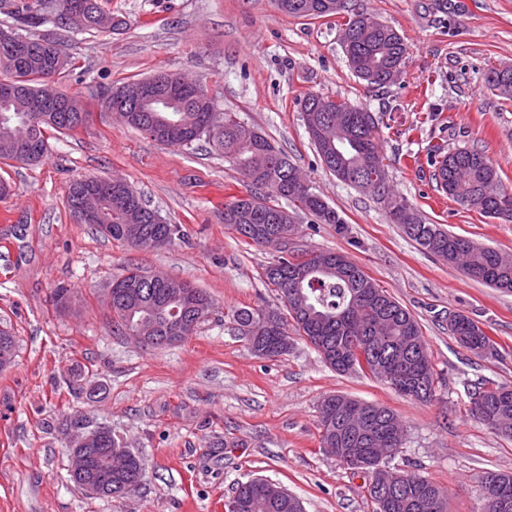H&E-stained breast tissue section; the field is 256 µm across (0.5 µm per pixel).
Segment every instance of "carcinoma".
<instances>
[{"mask_svg": "<svg viewBox=\"0 0 512 512\" xmlns=\"http://www.w3.org/2000/svg\"><path fill=\"white\" fill-rule=\"evenodd\" d=\"M93 8L88 17V32L105 31L112 13L105 10L100 0H91ZM279 9L294 17L320 18L348 13L343 32L349 35L351 47L344 48L346 61L356 77L366 70L377 72L373 85L384 87L393 68H400L408 54V46L399 33L380 21L370 28H362L363 14L350 12V0H278ZM10 24H0V31H12L23 38V48L17 50L0 43V73L17 89L13 99L0 97V160L35 164L43 160L50 148V135L68 136L90 121L91 113H84V121L67 126L55 119L53 112H29L25 96L37 93L51 82L58 84L69 66L59 41L49 35L31 36L28 28L42 24V15L33 6L20 3L6 4ZM489 87L505 97H512V69L502 68L496 78L487 79ZM333 111L309 112L304 125L311 143L323 166L337 179L352 184L370 162L376 159L378 142L371 136L376 118L364 108L345 99L331 100ZM135 117L129 125L143 131L155 141L171 147L192 149L200 141L231 159L249 190L224 204V223L252 244L276 252L275 259L263 267L262 279L277 288L283 310L265 307L241 308L232 311L230 320L238 334L246 341L262 345L268 342L267 323L281 325L282 335L322 336L325 344H313L326 365L338 373H355L357 369L336 364V350L356 344H372L377 362L403 363L417 356L427 371L428 390L422 394L406 391L404 395L420 401L435 396V371L430 361L418 321L410 311L399 304L386 290L379 287L349 256L333 251H311L307 276L299 281L290 275L295 250L280 242L282 224L274 219V212L284 213L292 208L309 213L320 224H334L338 231L345 229V220L338 211L311 191L299 168L258 131L244 125L232 112L223 113L224 126L211 129L201 123L197 112H181L176 106L158 108L149 103L129 107ZM28 129L37 153L26 159L16 134L19 128ZM433 179L437 187L461 205L475 209L487 217L512 222V190L501 185L497 169L486 156L475 148L458 147L434 154ZM288 201V207L270 202L272 198ZM389 199L386 213L392 224H400L407 237L424 252L460 268L472 280L500 290L512 291V258L491 247L478 245L466 238L452 235L439 224H430L408 202L392 193L387 176H382V194L378 199ZM136 224L148 235L171 233L184 238L183 230L167 224L148 205L139 192L127 184L105 196L101 206L98 232L109 226L112 240L135 247L127 236L128 226ZM173 281L157 279L144 281L132 291L112 302V324L125 334L136 328L139 321L155 318L164 324L177 325L183 306L173 299ZM460 324L450 329L453 336H467L478 347L489 340L483 329L465 314H459ZM485 392L493 397L502 393L504 402L493 399L492 411L512 419V388L497 386ZM375 412L378 429L386 434L401 430L399 418L388 408L369 405ZM89 429L83 418L71 413L62 420L65 435H74ZM349 435L336 436L319 433L320 442L335 439L336 448L357 447L365 457L362 472L378 479L380 468L395 458L386 443L373 446V436L365 425L348 429ZM91 469L96 476L112 483V491H134L141 484L144 462L137 460L130 471H109L101 466V459H93ZM233 512H302L297 497L286 489L276 492L265 478H252L240 483L229 497Z\"/></svg>", "mask_w": 512, "mask_h": 512, "instance_id": "carcinoma-1", "label": "carcinoma"}]
</instances>
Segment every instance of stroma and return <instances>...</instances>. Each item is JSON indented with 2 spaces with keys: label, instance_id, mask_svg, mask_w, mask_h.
<instances>
[{
  "label": "stroma",
  "instance_id": "obj_1",
  "mask_svg": "<svg viewBox=\"0 0 512 512\" xmlns=\"http://www.w3.org/2000/svg\"><path fill=\"white\" fill-rule=\"evenodd\" d=\"M352 0L392 26L409 46L400 75L371 87L347 65L345 15L295 18L275 0H108L121 29L71 32L60 40L72 67L62 91L79 93L93 119L51 139L39 164L0 163L11 192L0 200V326L17 356L0 368V512H224L238 483L263 477L304 512H373L369 480L342 466L319 437V408L339 394L392 410L405 429L393 461L448 492V512H483L485 477L512 473V440L469 412L477 383L512 386V292L467 278L424 253L388 223L374 196L321 164L299 101L346 99L378 122L379 156L395 194L448 233L512 254V223L463 207L438 189L431 149L473 147L512 189V98L491 90V68L512 67V0ZM172 72L199 82L220 109L265 135L334 207L345 231L297 213L304 250L342 252L418 321L436 374L420 402L368 373L340 375L295 339L288 355L257 357L233 329L231 310L276 307L260 277L271 250L246 243L224 222V204L245 194L223 157L157 143L101 108L108 88ZM123 177L186 237L157 251L135 249L76 223L67 207L79 177ZM137 265L190 281L215 302L185 340L148 348L112 332L105 290ZM69 290L60 306L51 294ZM460 312L496 343L476 356L448 330ZM99 385L89 399L74 371ZM102 426L145 463L130 496L91 498L69 479L66 415Z\"/></svg>",
  "mask_w": 512,
  "mask_h": 512
}]
</instances>
